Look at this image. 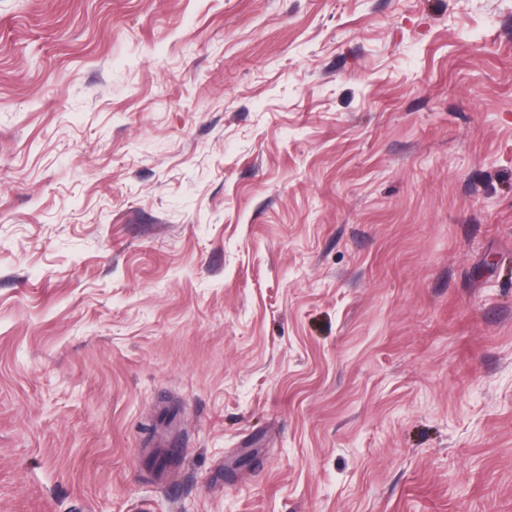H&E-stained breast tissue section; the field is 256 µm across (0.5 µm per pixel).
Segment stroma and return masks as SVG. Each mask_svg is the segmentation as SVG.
Returning a JSON list of instances; mask_svg holds the SVG:
<instances>
[{"instance_id":"35a3bbf8","label":"stroma","mask_w":512,"mask_h":512,"mask_svg":"<svg viewBox=\"0 0 512 512\" xmlns=\"http://www.w3.org/2000/svg\"><path fill=\"white\" fill-rule=\"evenodd\" d=\"M139 501L512 512V0H0V512Z\"/></svg>"}]
</instances>
